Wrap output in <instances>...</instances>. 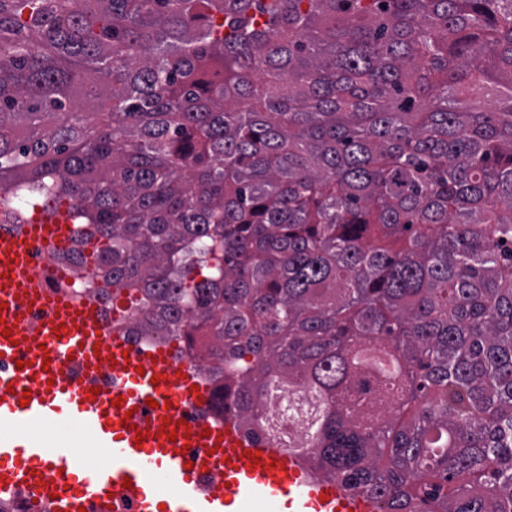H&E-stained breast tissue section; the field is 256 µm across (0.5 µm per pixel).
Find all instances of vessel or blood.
Instances as JSON below:
<instances>
[{
  "mask_svg": "<svg viewBox=\"0 0 512 512\" xmlns=\"http://www.w3.org/2000/svg\"><path fill=\"white\" fill-rule=\"evenodd\" d=\"M65 215L0 231V497L41 512H378L376 502L309 474L299 459L246 438L214 409L188 358L113 332L95 301L46 284L34 248L68 250ZM122 407H114V400ZM177 440H170V433ZM145 441H138V434Z\"/></svg>",
  "mask_w": 512,
  "mask_h": 512,
  "instance_id": "b4317fda",
  "label": "vessel or blood"
}]
</instances>
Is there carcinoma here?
I'll return each instance as SVG.
<instances>
[{"label": "carcinoma", "mask_w": 512, "mask_h": 512, "mask_svg": "<svg viewBox=\"0 0 512 512\" xmlns=\"http://www.w3.org/2000/svg\"><path fill=\"white\" fill-rule=\"evenodd\" d=\"M10 191L246 437L512 512V0H0Z\"/></svg>", "instance_id": "obj_1"}]
</instances>
